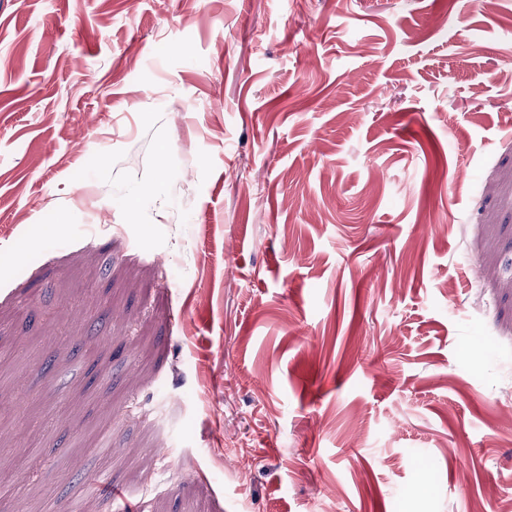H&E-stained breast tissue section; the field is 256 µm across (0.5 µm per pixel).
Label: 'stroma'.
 Returning <instances> with one entry per match:
<instances>
[{
	"label": "stroma",
	"instance_id": "1",
	"mask_svg": "<svg viewBox=\"0 0 512 512\" xmlns=\"http://www.w3.org/2000/svg\"><path fill=\"white\" fill-rule=\"evenodd\" d=\"M1 479L512 503V0H0Z\"/></svg>",
	"mask_w": 512,
	"mask_h": 512
}]
</instances>
